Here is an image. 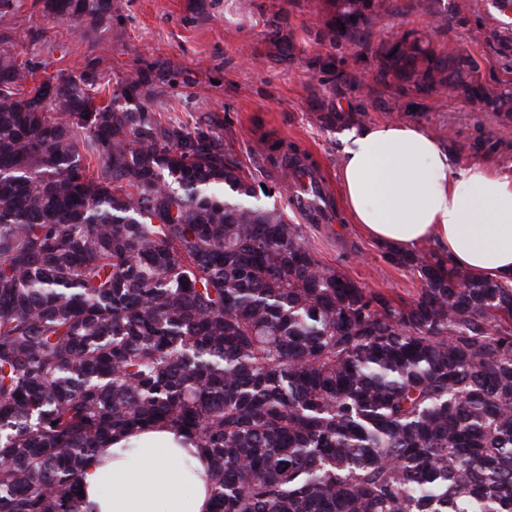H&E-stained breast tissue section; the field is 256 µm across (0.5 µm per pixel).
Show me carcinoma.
Instances as JSON below:
<instances>
[{"label":"carcinoma","instance_id":"cac0c4a2","mask_svg":"<svg viewBox=\"0 0 512 512\" xmlns=\"http://www.w3.org/2000/svg\"><path fill=\"white\" fill-rule=\"evenodd\" d=\"M441 0L420 7L464 26ZM20 0H0V29ZM322 41L393 92L395 117L462 98L512 125V81L428 29L370 41L378 0H333ZM84 29L112 0H46ZM512 57V28L495 33ZM0 34V512H87L79 479L110 440L155 425L208 464L212 512H512V284L433 250L389 251L422 288L398 301L322 263L260 202L217 130L163 119L148 66L90 94L98 63L35 80ZM317 115L360 124L336 94ZM417 111H411V108ZM512 149L479 124L473 155ZM289 160L319 173L309 154Z\"/></svg>","mask_w":512,"mask_h":512}]
</instances>
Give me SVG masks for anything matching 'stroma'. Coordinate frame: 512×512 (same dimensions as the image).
Instances as JSON below:
<instances>
[{
    "label": "stroma",
    "mask_w": 512,
    "mask_h": 512,
    "mask_svg": "<svg viewBox=\"0 0 512 512\" xmlns=\"http://www.w3.org/2000/svg\"><path fill=\"white\" fill-rule=\"evenodd\" d=\"M111 21L93 31L75 30L53 19L45 0H22L8 34L16 51L39 62L41 70L83 67L98 59L100 83L135 78L154 63L172 73L158 110L192 127L227 130L233 151L272 190V203L289 209L291 192L269 157L257 153L262 138L308 152L330 184H337L341 140L316 120L329 88L320 65L333 53L315 35L330 16L328 0H112ZM469 11L466 26L431 27L418 0H380L382 24L374 38L430 28L443 52L468 51L485 77L507 79V63L493 49L490 34L512 27V8L498 0H448ZM292 35L294 48L275 45L274 29ZM391 95L376 84L360 86L338 99L348 109L364 106L371 123L390 122ZM485 113L456 98L436 100L423 127L440 139L467 145ZM306 235L323 263L345 272L365 288L393 298L415 297L417 274L388 263L384 249L362 236L350 222L328 229L308 226Z\"/></svg>",
    "instance_id": "stroma-1"
}]
</instances>
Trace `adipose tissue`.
Returning <instances> with one entry per match:
<instances>
[{"mask_svg": "<svg viewBox=\"0 0 512 512\" xmlns=\"http://www.w3.org/2000/svg\"><path fill=\"white\" fill-rule=\"evenodd\" d=\"M341 193L353 224L390 251L437 244L478 278L512 281V176L460 163L413 123L346 132ZM92 512H210L207 463L180 432L150 427L98 449L80 479Z\"/></svg>", "mask_w": 512, "mask_h": 512, "instance_id": "1", "label": "adipose tissue"}]
</instances>
